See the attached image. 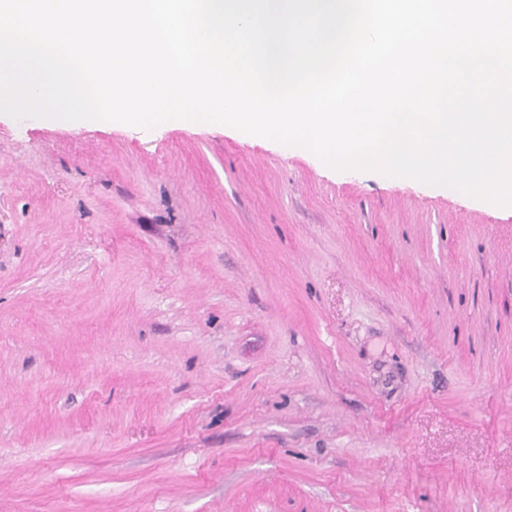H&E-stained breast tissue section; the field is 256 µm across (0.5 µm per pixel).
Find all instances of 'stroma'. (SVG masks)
Here are the masks:
<instances>
[{"mask_svg": "<svg viewBox=\"0 0 512 512\" xmlns=\"http://www.w3.org/2000/svg\"><path fill=\"white\" fill-rule=\"evenodd\" d=\"M0 512H512V212L0 115Z\"/></svg>", "mask_w": 512, "mask_h": 512, "instance_id": "35a3bbf8", "label": "stroma"}]
</instances>
